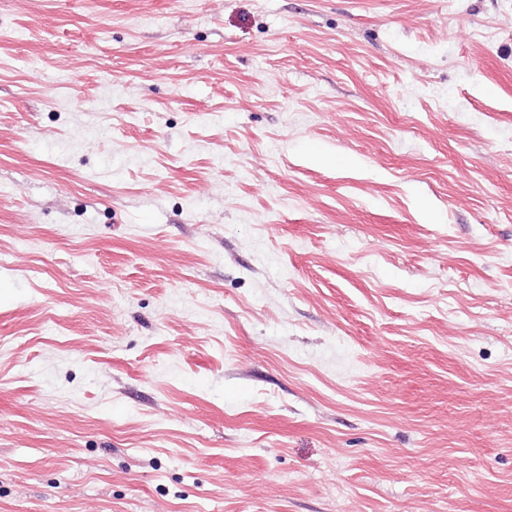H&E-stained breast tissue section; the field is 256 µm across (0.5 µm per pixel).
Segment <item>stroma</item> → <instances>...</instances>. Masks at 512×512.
Wrapping results in <instances>:
<instances>
[{
    "instance_id": "35a3bbf8",
    "label": "stroma",
    "mask_w": 512,
    "mask_h": 512,
    "mask_svg": "<svg viewBox=\"0 0 512 512\" xmlns=\"http://www.w3.org/2000/svg\"><path fill=\"white\" fill-rule=\"evenodd\" d=\"M0 512H512V0H0Z\"/></svg>"
}]
</instances>
